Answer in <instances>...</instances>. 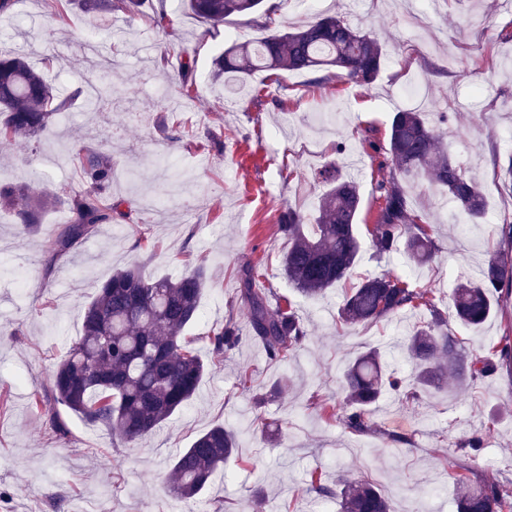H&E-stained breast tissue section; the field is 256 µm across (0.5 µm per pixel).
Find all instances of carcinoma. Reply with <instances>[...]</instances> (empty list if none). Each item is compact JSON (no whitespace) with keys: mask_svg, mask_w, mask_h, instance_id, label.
Wrapping results in <instances>:
<instances>
[{"mask_svg":"<svg viewBox=\"0 0 512 512\" xmlns=\"http://www.w3.org/2000/svg\"><path fill=\"white\" fill-rule=\"evenodd\" d=\"M87 13L121 11L133 13L142 0H68ZM263 0H184V9L213 24L232 16L258 12ZM235 41L216 58L214 79L243 86L256 71L273 76L279 72L334 70L332 76L366 86L381 69L382 45L350 26L339 16L312 17L285 30ZM195 65L186 56L179 71L183 94L196 91ZM67 102L58 100L55 88L26 56L0 50V138L36 140L53 124ZM72 158L85 190L68 200L74 214L71 223L44 245L45 274L76 244L93 235L102 224L131 219L112 203L110 190L114 162L101 150L79 149ZM381 167L390 168L389 179L378 182L379 207L375 224L367 229L381 256L396 254L409 264L432 261L437 245L429 219L411 210L403 182L425 179L442 188L470 223L480 222L486 201L480 185L450 154L436 126L418 108H399L391 113L389 141ZM327 184L312 222L290 205L277 217V230L288 238L281 267L287 280L305 297L315 298L347 280L361 250L359 224L361 195L356 181L341 175L336 162L318 171ZM57 199L42 180L25 185L0 186V207L13 212L16 223L27 233L35 231L43 212ZM241 288L228 303L224 325L213 331L210 346L219 360L242 340L234 309L248 310L253 338L260 341L268 359L287 364L302 348L307 331L292 304H272L271 290L255 287L256 266L239 271ZM207 284L203 267L179 276L152 278L132 265L115 271L102 283L82 309V329L60 361L36 402L66 407L85 421L101 425L125 444L133 446L155 431L192 400L207 365L185 331L199 317L200 301ZM512 290V256L500 250L491 253L482 277L455 288L451 299L456 320L477 327L494 310V294ZM424 308L429 319L409 327L399 353L410 367L401 378L388 371L381 352L372 348L342 372L341 391L351 408L344 426L353 435L375 431L372 409L388 391L408 400L441 392L453 379L464 387L492 375L498 363L512 361V348L494 346L488 356L471 359L448 328V318L427 290L411 286L401 276L367 277L346 292L339 310L345 325H369ZM239 448L237 431L216 425L199 435L180 452L170 470V491L182 500L200 494L222 469L224 460ZM457 512H512V491L494 482L473 479L466 473L455 478ZM338 490L310 476V490L338 501L340 512H393L388 498L375 486L340 478Z\"/></svg>","mask_w":512,"mask_h":512,"instance_id":"1","label":"carcinoma"}]
</instances>
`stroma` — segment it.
I'll list each match as a JSON object with an SVG mask.
<instances>
[{
    "instance_id": "obj_1",
    "label": "stroma",
    "mask_w": 512,
    "mask_h": 512,
    "mask_svg": "<svg viewBox=\"0 0 512 512\" xmlns=\"http://www.w3.org/2000/svg\"><path fill=\"white\" fill-rule=\"evenodd\" d=\"M55 2L19 0L14 14L0 16V46L25 53L70 100L37 144L0 141V184L25 183L38 172L52 191L75 194L84 183L71 151L106 150L114 159L113 199L138 202L151 191L167 205L138 204L132 221L101 226L49 274L43 245L69 222L67 203L48 210L33 234L0 211V399L8 401L0 407V503L8 512H243L254 495L263 501L255 512H314V468L331 486L341 476L371 482L394 512H456L453 478L464 466L512 489L511 369L422 402L384 401L374 410L376 432L360 437L345 429L336 396L343 369L369 348H380L389 369L408 372L396 347L408 326L427 318L420 309L343 326L338 308L349 284L407 272L452 314L460 273L479 274L502 225L512 222V187L500 175L512 155V71L505 64L512 8L503 0H442L433 12L421 0H328L330 11L384 45L377 80L359 87L286 73L274 86L258 72L233 95L214 83L212 60L233 39L259 37L258 15L215 27L183 12L166 34L148 22L152 0L135 15L74 11L63 23L51 19ZM90 37L112 70L110 92L94 111L88 101L99 77L86 61ZM185 48L198 80L188 99L178 81ZM407 105L450 115L440 127L443 140L476 177L493 221L465 224L445 192L412 183L413 209L435 226V261L405 268L398 257L378 256L366 235L349 283L302 296L279 271L288 247L276 227L280 209L313 213L324 191L316 173L335 159L360 184L359 224L373 223L389 118ZM366 135L377 149L363 144ZM247 263L278 299L294 304L308 331L288 367L272 364L261 344L246 339L211 364L186 408L137 446L73 414L68 436L52 432L54 407L34 396L79 337L82 306L113 271L137 264L150 276H177L205 265L200 318L186 334L208 360V336L223 324ZM455 334L471 357L491 343L512 344V294L496 296L480 327ZM244 373L252 376L247 391L239 384ZM221 424L240 430L238 453L195 499L175 498L168 483L174 456ZM474 435L483 447L470 455L462 445Z\"/></svg>"
}]
</instances>
